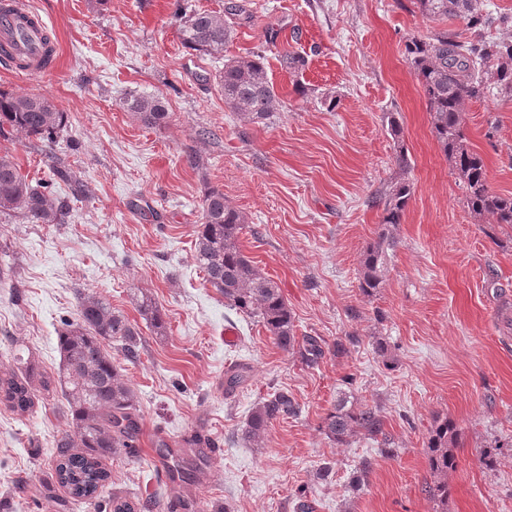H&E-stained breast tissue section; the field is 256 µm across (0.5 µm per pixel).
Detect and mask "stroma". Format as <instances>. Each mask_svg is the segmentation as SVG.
Wrapping results in <instances>:
<instances>
[{
  "label": "stroma",
  "mask_w": 512,
  "mask_h": 512,
  "mask_svg": "<svg viewBox=\"0 0 512 512\" xmlns=\"http://www.w3.org/2000/svg\"><path fill=\"white\" fill-rule=\"evenodd\" d=\"M228 2L29 0L53 35L56 65L37 81L0 72V88L47 95L69 125L54 145L15 137L0 140V153L31 185L67 196L69 184L52 179L61 161L88 192L64 224L0 213V371L21 376L31 363L55 374L59 333L77 320L80 297L96 296L140 332L135 359L119 342L106 347L138 397V430L132 453L106 461L100 496L76 500L54 478L55 444L69 429L61 390L37 389L23 414L0 404V512H109L116 494L145 512L179 499L193 512H512V228L466 207L405 53L407 41L446 29L469 37L465 21L426 18L413 0H237L223 54L185 49L181 17ZM285 43L304 56L300 71L281 67ZM256 53L280 105L251 123L225 105L216 77L225 60ZM133 94L163 98L165 124L149 128L128 112ZM463 118L490 189L512 193V97L490 92ZM397 182L411 199L383 284L367 296L360 258L382 230L375 199ZM210 187L245 215L241 248L278 286L297 335L323 340L317 364L280 349L207 282L194 243ZM142 292L162 309L163 334L140 315ZM237 364L248 377L230 390ZM277 388L300 413L253 444L251 411ZM342 397L380 406L393 455H381L378 438H326L322 419ZM445 417L459 436L442 508L425 486L428 440ZM194 436L219 454L188 478L159 481L162 444ZM493 441L503 451L486 470L480 452ZM365 458L372 470L354 483Z\"/></svg>",
  "instance_id": "35a3bbf8"
}]
</instances>
